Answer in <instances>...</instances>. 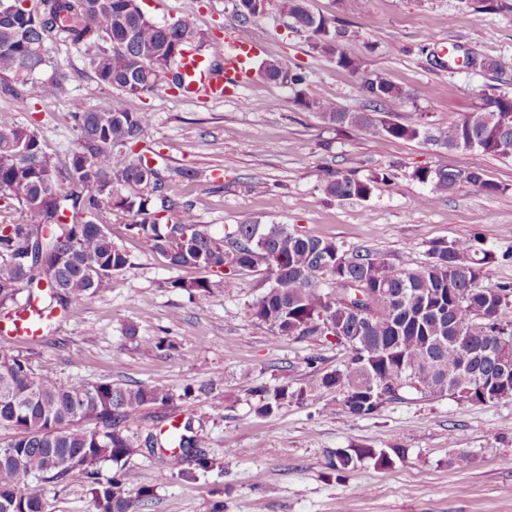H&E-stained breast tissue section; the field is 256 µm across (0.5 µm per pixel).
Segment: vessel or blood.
Listing matches in <instances>:
<instances>
[{"label":"vessel or blood","mask_w":512,"mask_h":512,"mask_svg":"<svg viewBox=\"0 0 512 512\" xmlns=\"http://www.w3.org/2000/svg\"><path fill=\"white\" fill-rule=\"evenodd\" d=\"M252 37L236 33L224 41V68L211 69L204 57L187 56L183 61L186 81L182 89L184 97L205 95L214 101L238 95L249 75L248 62L254 53Z\"/></svg>","instance_id":"1"}]
</instances>
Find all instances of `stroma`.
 <instances>
[{"mask_svg":"<svg viewBox=\"0 0 512 512\" xmlns=\"http://www.w3.org/2000/svg\"><path fill=\"white\" fill-rule=\"evenodd\" d=\"M158 22L190 21L210 38L208 53L223 57L224 40L240 26L233 0H139ZM479 0H307L309 10L336 22L343 49L381 70L406 94L383 104L398 120L425 113L439 126L481 106L486 96L512 93V71L449 68V56L512 59V11L476 16ZM248 28L257 57L304 68L308 91L350 112L369 103L358 79L314 52L308 33L296 30L269 0ZM48 54L70 72L69 96L45 99L41 76L30 79L27 106L0 98V111L35 125L48 153L65 156L76 131L68 117L72 100L99 109L113 91L88 68L85 47L58 43ZM151 122L143 144L157 164L191 166L200 176L171 184L168 193L192 204L212 232L231 224H289L330 239L343 249L367 248L397 268L424 263L431 244L478 236L479 248L497 255L489 284L512 281V159L448 150L420 140L369 138L353 128L325 123L295 105L285 86L262 77L240 97L222 102L188 100L158 86L125 99ZM500 187L489 195L457 185L431 207L416 168L471 166ZM366 178L391 170L364 200H338L323 192L327 168ZM132 264L107 293L80 301L79 318H60L50 333L18 344L36 373L63 381L112 382L168 390L172 406L147 407L131 428L140 446L126 466L130 492L148 489L140 512H512V398L472 405L449 396L409 394L385 403L376 415L351 417L333 395L290 403L268 416L252 410L249 387L298 388L310 375L342 366L346 351L334 339L274 336L246 314L267 287L264 268L237 273L234 297H189L172 280L197 277L170 267L127 229L128 217L102 218ZM135 326L136 337L125 334ZM170 347L157 350L158 338ZM223 378L221 407L209 396L185 397L211 375ZM190 422L204 449L220 466L185 481L172 476L147 435L170 421ZM399 447L404 459L380 467L372 460L338 472L339 448ZM45 512H96L81 471L48 493Z\"/></svg>","mask_w":512,"mask_h":512,"instance_id":"35a3bbf8","label":"stroma"}]
</instances>
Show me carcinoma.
<instances>
[{"mask_svg":"<svg viewBox=\"0 0 512 512\" xmlns=\"http://www.w3.org/2000/svg\"><path fill=\"white\" fill-rule=\"evenodd\" d=\"M9 8L0 20V95L26 102L25 86L50 64L47 46L66 42L94 53L89 65L95 79L115 91L101 109L72 102L77 131L71 162L58 164L44 149L36 128L0 112V200H13L37 219L35 224H0V308L18 305L21 286L28 288L25 311H55L78 318L75 302L108 291L132 265L112 240L100 218L112 212L132 217L129 231L176 268H195L219 277L175 279L170 286L189 296H224L236 292L235 272L265 267L271 286L249 305L248 314L274 336H332L348 350L343 367L317 374L292 389L256 387L255 413L270 415L290 403L324 393L336 394V406L350 416L366 417L408 393L447 394L470 404L512 398V383H484L493 371L482 355L501 337H512V282L486 285L495 256L471 238L435 244L428 261L396 269L368 250H344L335 241L305 236L287 224H234L223 234L195 221L191 208L167 194L169 178L192 181V168H161L133 147L150 117L130 112L125 97L153 91L161 83L184 84L183 60L197 54L207 36L185 20L159 23L144 15L138 0H36L25 8L18 0H0ZM267 0H234L242 24L262 15ZM293 25L309 33L312 49L357 76L372 107L404 99L402 88L377 69L347 54L340 32L311 13L306 0H278ZM259 71L294 92L295 104L367 137L423 140L449 150L470 144L483 155L512 158V95H499L446 127L411 119L395 121L386 112H347L328 98L309 95L307 76L274 61ZM70 76L56 67L41 86L45 98L69 94ZM413 177L429 186L418 198L431 207L462 182L487 194L500 187L484 179L480 167L466 170L421 167ZM388 173L368 178L329 170L326 195L365 200ZM385 289L369 306L370 292ZM427 381L414 387L409 375ZM173 395L163 388L112 382L61 381L34 372L30 358L0 348V426L15 429L0 443V512H43L48 487L79 469L90 487L96 512H131L148 498L131 496L122 472L138 448L130 428L143 408L167 406ZM90 422L92 428L75 427ZM180 452L165 464L185 480L217 465L191 434V422L174 435ZM406 449L338 448L332 466L347 470L356 460L386 467L405 457ZM104 463L115 467L102 481Z\"/></svg>","mask_w":512,"mask_h":512,"instance_id":"1","label":"carcinoma"}]
</instances>
